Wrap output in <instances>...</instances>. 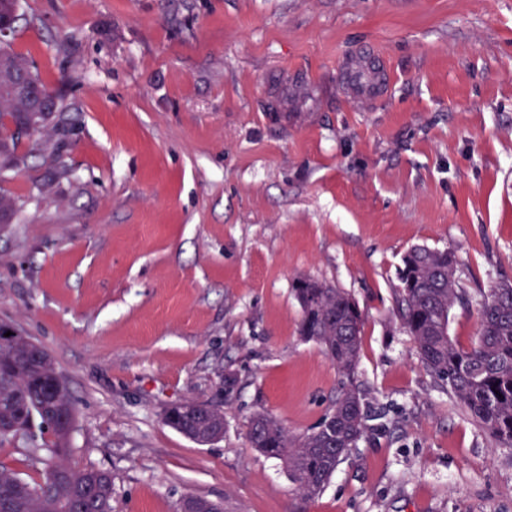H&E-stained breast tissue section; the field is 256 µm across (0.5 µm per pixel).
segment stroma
<instances>
[{
  "label": "stroma",
  "mask_w": 512,
  "mask_h": 512,
  "mask_svg": "<svg viewBox=\"0 0 512 512\" xmlns=\"http://www.w3.org/2000/svg\"><path fill=\"white\" fill-rule=\"evenodd\" d=\"M18 26L64 109L0 171L22 204L0 322L53 358L71 462L111 474L112 512H512V451L394 314L417 245L458 258L459 345L512 281V0H22ZM369 48L390 87L359 99L343 63ZM300 276L364 311L356 379L380 414L312 500L247 439L255 413L299 434L336 400ZM183 402L219 406L223 438L165 425Z\"/></svg>",
  "instance_id": "stroma-1"
}]
</instances>
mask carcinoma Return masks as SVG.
Instances as JSON below:
<instances>
[{"label": "carcinoma", "mask_w": 512, "mask_h": 512, "mask_svg": "<svg viewBox=\"0 0 512 512\" xmlns=\"http://www.w3.org/2000/svg\"><path fill=\"white\" fill-rule=\"evenodd\" d=\"M27 76L42 84L27 58L0 41V170L18 165L20 136L11 124L31 117L35 107L20 91ZM293 292L301 309L299 334L317 342L336 366L340 390L331 412L307 433L292 435L273 416L258 413L247 436L252 447L288 466L297 494L314 499L373 417L355 381L365 315L350 293L323 281L302 276ZM465 299L454 253L414 246L405 254L395 295L399 328L412 339L426 374L447 386L500 447L512 450V283L491 289L481 303L478 336L466 348L448 333L449 313ZM8 329L0 325V443L30 436L39 418L34 452L41 453L44 475L29 482L0 465V512H112L111 476L69 464L75 402L67 386L56 384L52 358L16 331L3 336ZM164 422L201 445L224 436V412L204 404L175 407Z\"/></svg>", "instance_id": "1"}]
</instances>
